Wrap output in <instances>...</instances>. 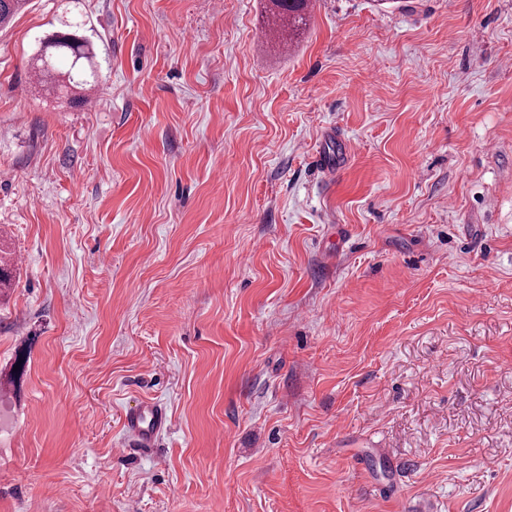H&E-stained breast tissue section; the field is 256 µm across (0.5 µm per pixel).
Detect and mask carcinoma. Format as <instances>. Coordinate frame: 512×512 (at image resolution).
Returning a JSON list of instances; mask_svg holds the SVG:
<instances>
[{
    "label": "carcinoma",
    "instance_id": "obj_1",
    "mask_svg": "<svg viewBox=\"0 0 512 512\" xmlns=\"http://www.w3.org/2000/svg\"><path fill=\"white\" fill-rule=\"evenodd\" d=\"M29 0H0V27H7L13 18L25 9ZM266 23L272 36L283 47L293 45L300 32L307 26L312 11V0H268ZM81 25H67V30L58 31L39 47L35 60L38 83L62 81L60 87L78 88L83 92L98 85V74L90 51V41L80 34ZM66 56L69 69L60 73L56 59Z\"/></svg>",
    "mask_w": 512,
    "mask_h": 512
}]
</instances>
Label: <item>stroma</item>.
<instances>
[{"label": "stroma", "instance_id": "35a3bbf8", "mask_svg": "<svg viewBox=\"0 0 512 512\" xmlns=\"http://www.w3.org/2000/svg\"><path fill=\"white\" fill-rule=\"evenodd\" d=\"M264 3L0 31V512H512V0ZM266 21L282 47L292 46L307 26L312 0H268ZM66 31H58L52 34L47 41L40 42L37 51L36 69H38L37 81L39 84L58 82V86L67 89L79 88L85 94L98 85V74L95 69L94 53L90 51V41L84 35L79 34L81 24L65 25ZM59 56H67L70 60L69 69L60 73L56 69V59ZM62 74V75H61ZM59 77L62 84H60ZM126 431L143 446L153 443L157 435L167 429L165 409L154 402H142L127 411L124 420Z\"/></svg>", "mask_w": 512, "mask_h": 512}]
</instances>
